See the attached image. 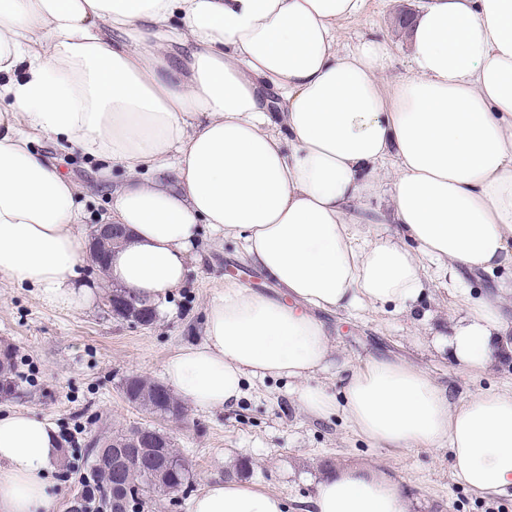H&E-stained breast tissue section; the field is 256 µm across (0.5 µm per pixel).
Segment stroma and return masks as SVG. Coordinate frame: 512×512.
<instances>
[{
    "label": "stroma",
    "instance_id": "35a3bbf8",
    "mask_svg": "<svg viewBox=\"0 0 512 512\" xmlns=\"http://www.w3.org/2000/svg\"><path fill=\"white\" fill-rule=\"evenodd\" d=\"M422 0H366L363 11L337 30L341 47L377 35L392 43L387 79L412 75L410 52L396 25L398 13L415 10ZM37 151L58 160L64 173L84 193V233H91L109 210L110 185L126 178L111 170L109 185H99L96 163L63 143L35 139ZM253 291L279 296L272 278L244 257L242 244L202 233L187 265L183 288L159 310L153 325L112 317L95 300L87 309L46 307L35 288L0 276V346L13 352L14 388L0 396V413L35 412L50 421L61 440L62 455L52 464L50 489L58 495L57 512L89 477L95 440L136 425L170 432L186 458L190 485L177 495L148 494L143 512H190L192 499L209 482L233 477L287 497L290 512H300L322 473L339 464L370 463L392 470L407 492L411 512H512V495L478 496L452 476L447 443L412 445L399 450L374 447L343 413L316 418L301 411L295 383L285 378L245 382L237 403L221 410L187 408L183 421L154 417L129 405L121 392L124 378L136 374L160 381L168 359L202 338L206 306L225 277ZM512 285V268L434 278L413 310L391 308L364 314L325 315L337 363L311 376L309 385L340 395L350 372L372 356L404 359L450 387L454 401L489 389H512V365L498 363L487 372L455 369L447 351L432 339L447 335L459 313L458 296L478 299L484 290Z\"/></svg>",
    "mask_w": 512,
    "mask_h": 512
}]
</instances>
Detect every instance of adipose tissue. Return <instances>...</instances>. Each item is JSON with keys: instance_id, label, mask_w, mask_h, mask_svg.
<instances>
[{"instance_id": "obj_1", "label": "adipose tissue", "mask_w": 512, "mask_h": 512, "mask_svg": "<svg viewBox=\"0 0 512 512\" xmlns=\"http://www.w3.org/2000/svg\"><path fill=\"white\" fill-rule=\"evenodd\" d=\"M365 0H0V275L56 309L92 304L79 187L31 147L41 136L127 179L106 223L129 242L106 276L158 306L182 287L200 225L241 240L287 301L232 278L204 336L164 376L200 411L236 403L247 378L299 382L308 415L343 411L379 448L448 441L455 478L512 492V393L454 404L424 370L368 358L341 397L305 387L332 363L319 312L410 309L436 274L512 267V0H425L405 38L413 75L391 81L386 41L340 49ZM392 167L386 208L383 163ZM373 224L388 225L371 236ZM462 371L512 351V287L465 304L435 339ZM55 427L0 415V512H55ZM190 512H288L236 480ZM307 512H409L387 470L340 465Z\"/></svg>"}]
</instances>
